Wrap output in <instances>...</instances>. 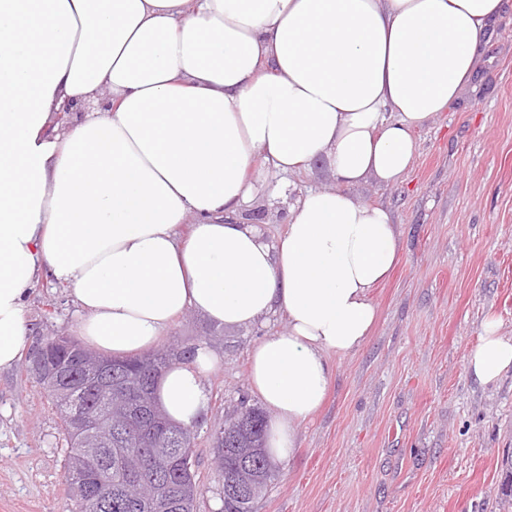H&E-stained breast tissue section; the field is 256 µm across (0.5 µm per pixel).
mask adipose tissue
<instances>
[{
	"label": "adipose tissue",
	"instance_id": "ef3b65f1",
	"mask_svg": "<svg viewBox=\"0 0 512 512\" xmlns=\"http://www.w3.org/2000/svg\"><path fill=\"white\" fill-rule=\"evenodd\" d=\"M503 0H0V372L28 333L40 279L70 287L82 341L114 356L155 348L193 311L227 327L283 313L250 352L273 416L271 459L323 405L332 356L369 339L371 293L400 258L382 206L351 196L409 168L414 130L472 78ZM93 104L83 112L84 104ZM82 111L71 130L54 118ZM327 159L266 242L242 209L263 177ZM189 234H182V225ZM218 361L197 346L157 399L195 427ZM467 367L488 385L512 337L482 324Z\"/></svg>",
	"mask_w": 512,
	"mask_h": 512
}]
</instances>
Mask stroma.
<instances>
[{
  "label": "stroma",
  "instance_id": "1",
  "mask_svg": "<svg viewBox=\"0 0 512 512\" xmlns=\"http://www.w3.org/2000/svg\"><path fill=\"white\" fill-rule=\"evenodd\" d=\"M401 180L352 186L358 200L388 208L400 261L375 288V328L359 351L334 359L322 409L297 427L294 455L254 512H507L502 459L512 452V370L478 384L467 357L487 315L512 336V0L481 47L479 67L448 109L414 131ZM243 220L267 241L287 227L289 204L335 183L325 161L293 174L268 170ZM29 333L46 324L76 335L72 292L40 280L24 308ZM284 314L248 327L215 328L187 312L163 346L211 344L209 411L194 428L200 454L195 512H219L223 483L212 429L239 402L259 405L249 354L285 329ZM60 419L24 363L0 373V512H74L64 478Z\"/></svg>",
  "mask_w": 512,
  "mask_h": 512
}]
</instances>
